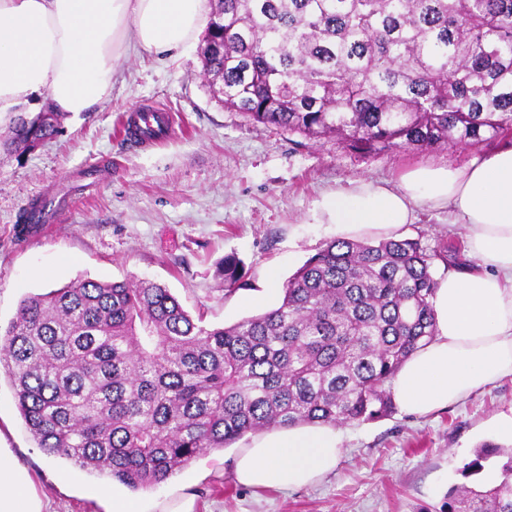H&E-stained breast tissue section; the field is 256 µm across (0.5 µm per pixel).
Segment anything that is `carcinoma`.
I'll return each mask as SVG.
<instances>
[{
	"instance_id": "carcinoma-1",
	"label": "carcinoma",
	"mask_w": 512,
	"mask_h": 512,
	"mask_svg": "<svg viewBox=\"0 0 512 512\" xmlns=\"http://www.w3.org/2000/svg\"><path fill=\"white\" fill-rule=\"evenodd\" d=\"M201 55L224 107L351 150L512 137V0H210ZM61 118L23 113L0 146L32 150ZM44 224L36 200L20 225ZM424 237L326 242L277 307L222 327L160 283L80 277L21 300L0 327V372L44 454L133 491L247 434L381 420L396 372L435 336L436 264L468 266ZM220 274L227 293L246 285L233 254ZM502 453L483 445L462 475ZM507 455L496 482L453 487L448 512H512Z\"/></svg>"
}]
</instances>
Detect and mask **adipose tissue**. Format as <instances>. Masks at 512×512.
<instances>
[{"mask_svg":"<svg viewBox=\"0 0 512 512\" xmlns=\"http://www.w3.org/2000/svg\"><path fill=\"white\" fill-rule=\"evenodd\" d=\"M206 0H0V114L16 117L47 94L53 111L92 112L112 94L115 62L134 48L158 57L186 50L206 21ZM465 224L475 267L440 280L437 333L392 381L399 408L424 416L512 377V145L463 168L418 167L397 182L356 179L322 193L313 218L346 236L386 234L423 210ZM340 428L298 425L254 438L236 457L237 482L256 491L301 489L332 472ZM0 446V512H51L28 471Z\"/></svg>","mask_w":512,"mask_h":512,"instance_id":"1","label":"adipose tissue"}]
</instances>
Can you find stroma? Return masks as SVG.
Wrapping results in <instances>:
<instances>
[{
	"label": "stroma",
	"mask_w": 512,
	"mask_h": 512,
	"mask_svg": "<svg viewBox=\"0 0 512 512\" xmlns=\"http://www.w3.org/2000/svg\"><path fill=\"white\" fill-rule=\"evenodd\" d=\"M157 106L179 115L163 140L142 145L119 134L128 112ZM61 134L28 152H0V324L20 300L78 276L166 285L204 325H229L271 309L263 300L270 273L287 279L326 241L335 225L319 224L313 204L325 190L355 178L397 180L419 165L461 168L491 146L355 152L335 138L279 132L213 99L199 47L166 61L132 51L116 62L110 98L96 111L62 121ZM101 171L84 190L87 168ZM51 191L70 200L44 233L22 238L19 217ZM425 230L440 250L464 244L468 228L439 210L420 212L400 233ZM245 264L247 284L225 293L218 267L225 255ZM512 415V378L475 391L427 416L395 411L375 422L342 427L345 451L319 484L264 492L234 477L235 447L195 459L152 494L194 496L197 512H446L448 491L497 479L502 457L480 476L462 466L482 444L512 448L498 418ZM0 441L33 475L36 491L57 512H109L110 481L46 456L27 432L7 377H0ZM105 489L101 498L89 488Z\"/></svg>",
	"instance_id": "35a3bbf8"
}]
</instances>
